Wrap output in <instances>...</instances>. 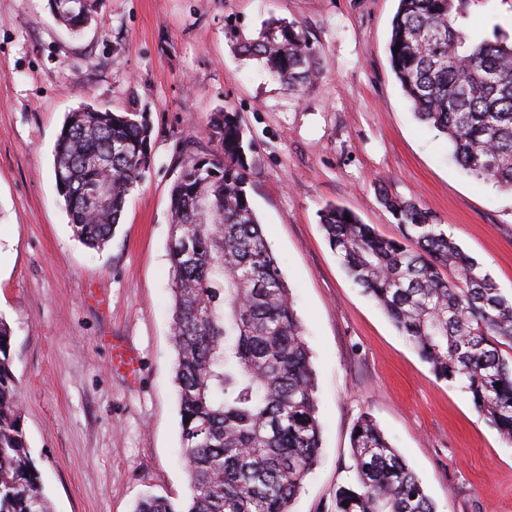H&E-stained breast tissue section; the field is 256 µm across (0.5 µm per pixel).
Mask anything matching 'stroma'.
Instances as JSON below:
<instances>
[{
	"label": "stroma",
	"mask_w": 512,
	"mask_h": 512,
	"mask_svg": "<svg viewBox=\"0 0 512 512\" xmlns=\"http://www.w3.org/2000/svg\"><path fill=\"white\" fill-rule=\"evenodd\" d=\"M397 0H96L75 35L47 0H0V318L12 330L29 451L52 512H132L188 493L171 322L169 191L187 154L211 152V113L238 112L254 143L248 192L312 355L322 457L293 512H324L354 478L350 433L375 419L437 512H512V442L438 380L330 249L326 204L398 235L377 188L431 212L512 293V193L467 176L414 115L391 71ZM296 22L320 75L292 95L232 33ZM462 26L512 29V0H467ZM138 101L149 167L109 245L73 236L53 153L68 112ZM133 350L130 373L114 346Z\"/></svg>",
	"instance_id": "1"
}]
</instances>
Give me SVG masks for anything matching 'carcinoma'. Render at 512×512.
I'll use <instances>...</instances> for the list:
<instances>
[{
  "mask_svg": "<svg viewBox=\"0 0 512 512\" xmlns=\"http://www.w3.org/2000/svg\"><path fill=\"white\" fill-rule=\"evenodd\" d=\"M466 2L398 0L391 70L418 120L450 141L455 162L512 193V37L467 33ZM94 3L48 0L75 34L91 24ZM240 50L290 93L319 74L316 49L294 22L266 21ZM152 137L135 100L121 111L83 104L68 113L54 173L86 247L112 240ZM207 137L216 153L183 158L170 190L171 333L190 495L148 496L134 512H292L322 448L311 355L247 191L252 142L238 113H212ZM380 197L401 237L327 205L319 223L330 248L434 376L460 385L512 442V295L419 204L385 188ZM11 337L0 318V512H51L27 449ZM350 448L354 481L336 488L327 512H436L371 416L353 425Z\"/></svg>",
  "mask_w": 512,
  "mask_h": 512,
  "instance_id": "carcinoma-1",
  "label": "carcinoma"
}]
</instances>
